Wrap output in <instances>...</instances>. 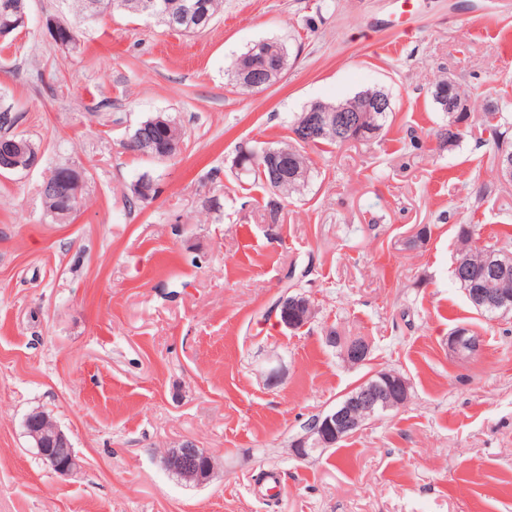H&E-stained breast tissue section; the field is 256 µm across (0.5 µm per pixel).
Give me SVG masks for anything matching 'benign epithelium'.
<instances>
[{"label": "benign epithelium", "instance_id": "1", "mask_svg": "<svg viewBox=\"0 0 512 512\" xmlns=\"http://www.w3.org/2000/svg\"><path fill=\"white\" fill-rule=\"evenodd\" d=\"M26 14L10 4L3 5L0 13V36L6 37L24 26ZM248 86L251 89L268 87L272 80L269 70L245 71ZM391 110L390 98L384 94L359 96V103L354 107L340 105L332 111L313 110L305 115L304 122L296 138L302 143H311L323 136L325 130H336V139L342 143L365 137L370 141L380 132L378 118ZM38 162V153L25 152V148L16 141L0 145V172L28 170ZM83 175L75 170L60 173L55 182H46L42 190L56 195L62 200L63 214H74L81 202ZM497 267L491 265L486 271V287L477 288L474 294L484 298L490 306L505 312L512 309V293L506 290L490 291L497 281ZM282 311V324L291 330L296 329V322L303 320L307 314L303 309L310 308L307 300L282 295L277 301ZM451 351L464 358L477 355L482 348L481 340L468 335L466 330L454 333L450 342ZM345 355L351 356L355 364H361L370 356L371 346L366 339L349 340L344 343ZM378 377L400 387L397 394L382 384L361 383L350 390L343 401L336 407L319 415V425L311 433H305L291 444V454L306 460L312 453L324 450L340 442L357 431L366 421L378 414L404 406L409 398V383L395 371H382ZM27 435L52 471L60 476L73 477L80 473L82 462L76 454L69 437L57 422L42 410L32 411L25 419ZM165 469L178 478L196 485L206 483L212 476L216 462L213 457L200 456L198 446L191 440L181 442L169 449L163 456Z\"/></svg>", "mask_w": 512, "mask_h": 512}]
</instances>
